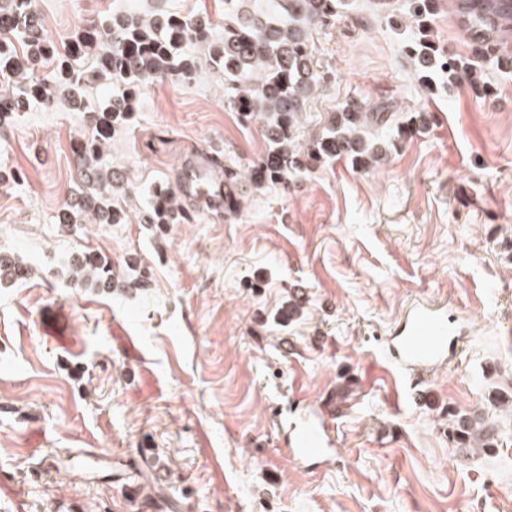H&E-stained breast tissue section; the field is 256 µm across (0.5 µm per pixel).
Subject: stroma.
I'll return each mask as SVG.
<instances>
[{
  "mask_svg": "<svg viewBox=\"0 0 512 512\" xmlns=\"http://www.w3.org/2000/svg\"><path fill=\"white\" fill-rule=\"evenodd\" d=\"M61 50L78 27L126 12L204 15L224 37L233 0H35ZM354 0L315 28L325 82L302 117L318 136L349 100L389 105L390 148L359 171L339 160L287 188L249 189L237 215L146 224L156 185L208 152L216 174L259 163L261 121L224 101L205 45L193 80L144 81L104 165L121 170V224H64L84 180L73 147L122 83L86 109L25 101L0 135V512H512V423L461 449L455 415L512 396V72L496 95L427 92L403 53L411 28ZM417 112L429 121L397 140ZM108 259L117 288H77L73 260ZM446 305L472 332L413 398L384 341L412 303ZM325 418L333 467H296L274 417Z\"/></svg>",
  "mask_w": 512,
  "mask_h": 512,
  "instance_id": "obj_1",
  "label": "stroma"
}]
</instances>
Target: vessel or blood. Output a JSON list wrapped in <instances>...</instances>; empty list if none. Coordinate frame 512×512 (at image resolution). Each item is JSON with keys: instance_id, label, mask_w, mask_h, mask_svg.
<instances>
[{"instance_id": "obj_1", "label": "vessel or blood", "mask_w": 512, "mask_h": 512, "mask_svg": "<svg viewBox=\"0 0 512 512\" xmlns=\"http://www.w3.org/2000/svg\"><path fill=\"white\" fill-rule=\"evenodd\" d=\"M184 202L192 209L210 212L232 210L238 188L219 180L209 155L185 159L174 181ZM470 329L467 319L449 317L446 307L422 302L411 304L390 329L385 353L410 380L424 382L427 375L448 361ZM289 453L298 462L333 461L332 439L325 421L304 420L290 426L286 438Z\"/></svg>"}]
</instances>
